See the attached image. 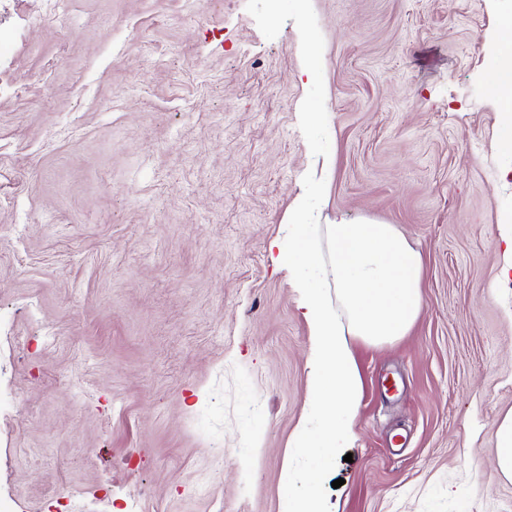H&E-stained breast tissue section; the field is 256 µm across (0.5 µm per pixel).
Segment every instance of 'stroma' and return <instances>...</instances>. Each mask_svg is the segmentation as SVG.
Wrapping results in <instances>:
<instances>
[{
  "label": "stroma",
  "mask_w": 512,
  "mask_h": 512,
  "mask_svg": "<svg viewBox=\"0 0 512 512\" xmlns=\"http://www.w3.org/2000/svg\"><path fill=\"white\" fill-rule=\"evenodd\" d=\"M505 0H0V499L285 512L311 330L277 263L320 223L423 258L406 336L355 342L330 512H512ZM53 330L58 341L42 340ZM396 378L397 390L382 386ZM496 39L499 54L504 59L512 58V5L500 16ZM492 90L496 98L506 109L512 107V66L507 62L499 66L493 78ZM497 438V467L504 476L512 478V412L507 414L499 425Z\"/></svg>",
  "instance_id": "stroma-1"
}]
</instances>
